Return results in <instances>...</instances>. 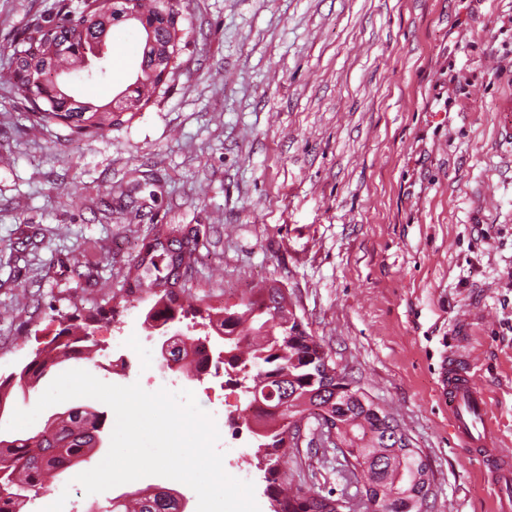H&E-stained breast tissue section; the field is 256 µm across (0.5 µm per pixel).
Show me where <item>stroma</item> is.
<instances>
[{"mask_svg":"<svg viewBox=\"0 0 512 512\" xmlns=\"http://www.w3.org/2000/svg\"><path fill=\"white\" fill-rule=\"evenodd\" d=\"M55 0H0V376L52 339L60 318L116 306L101 349L76 368L99 380L164 388L160 339L145 303H125L134 252L160 224L201 226L183 298L237 303L284 286L341 371L394 417L430 469L427 512H492L482 464L462 448L440 394L458 348L512 449V0H185L180 67L165 93L120 128L77 136L39 126L7 77L10 45ZM145 33L113 24L108 75L81 90L106 104L133 82L124 45ZM156 193L127 214L121 183ZM89 269L77 277L73 263ZM467 322L457 346L455 329ZM198 404L221 424L225 459H241L260 512H270L252 438L218 408L242 406L213 386ZM293 484L362 512L333 447L301 442L281 459ZM147 476L86 494L60 477L26 512L66 496L88 512Z\"/></svg>","mask_w":512,"mask_h":512,"instance_id":"stroma-1","label":"stroma"}]
</instances>
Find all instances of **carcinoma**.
<instances>
[{"label":"carcinoma","mask_w":512,"mask_h":512,"mask_svg":"<svg viewBox=\"0 0 512 512\" xmlns=\"http://www.w3.org/2000/svg\"><path fill=\"white\" fill-rule=\"evenodd\" d=\"M107 0H57V11L47 18H34L11 45L9 79L32 65L50 63L56 67L82 69L94 76L84 56L64 52L62 46L83 41L93 47L98 28H83L85 18L106 7ZM148 20L157 22L156 45L144 44L140 60L142 81L133 92L141 105L156 93L150 79L157 52L180 54V42L172 32L181 27L182 4L158 11L161 0H140ZM34 123L62 124L77 135L102 134L130 122L135 113L113 112L104 105L91 108L64 100L40 98L27 101ZM141 210L155 193L148 183L132 182L115 187ZM148 195H143V192ZM199 227L157 225L152 235L131 258L124 278L128 301L151 299L144 324L156 330L185 320L201 327L205 336L222 340L224 352L232 361L224 368L237 370L235 386L246 396L245 409L254 425L249 427L255 440L256 467L264 471L265 494L272 512H338L336 500L320 494L308 495L301 488L281 479L279 461L298 443L288 440V419L306 415L316 423L336 431L349 448L347 473L362 484L364 512H378L372 504L381 501L383 512H422L414 500L413 472L416 459L411 451L395 448L384 439L378 405L368 396L355 399L336 394L324 381L321 353L323 345L305 330L296 329L288 293L272 286L231 306H186L178 282L177 267L183 276L191 274L198 261ZM116 308L95 306L85 314L70 317L46 346L17 373L0 377V409L8 408L20 395L38 387L53 367L80 355L91 358L98 346L94 339L100 323L114 319ZM171 360L178 369L201 370L208 355L183 339L173 342ZM107 414L92 407L71 408L54 415L34 433L0 438V512H23L28 492L44 488L45 475L72 474L88 462L104 441ZM89 512H186L182 499L158 488L125 492L95 503Z\"/></svg>","instance_id":"carcinoma-1"}]
</instances>
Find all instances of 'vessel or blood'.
Masks as SVG:
<instances>
[{
    "mask_svg": "<svg viewBox=\"0 0 512 512\" xmlns=\"http://www.w3.org/2000/svg\"><path fill=\"white\" fill-rule=\"evenodd\" d=\"M441 381L455 436L482 462L498 501L497 512H512V451L501 446L499 430L476 384L472 364L458 352H449Z\"/></svg>",
    "mask_w": 512,
    "mask_h": 512,
    "instance_id": "obj_1",
    "label": "vessel or blood"
}]
</instances>
